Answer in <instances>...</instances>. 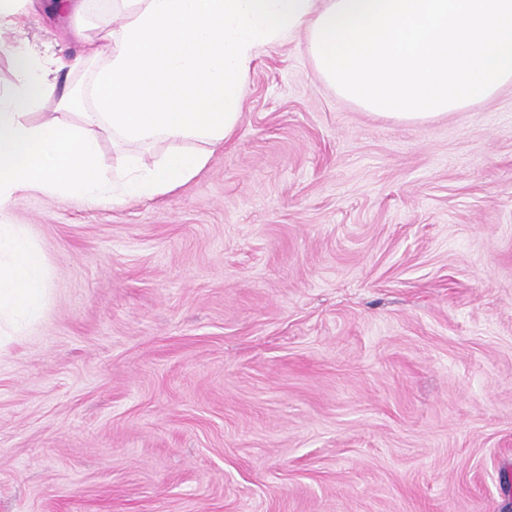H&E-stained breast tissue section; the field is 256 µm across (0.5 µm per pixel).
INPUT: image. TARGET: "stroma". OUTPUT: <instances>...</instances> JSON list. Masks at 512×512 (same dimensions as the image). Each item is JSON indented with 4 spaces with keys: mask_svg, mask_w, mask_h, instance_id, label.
I'll return each mask as SVG.
<instances>
[{
    "mask_svg": "<svg viewBox=\"0 0 512 512\" xmlns=\"http://www.w3.org/2000/svg\"><path fill=\"white\" fill-rule=\"evenodd\" d=\"M10 220L49 300L0 344V512H512L511 88L396 122L298 33L184 185Z\"/></svg>",
    "mask_w": 512,
    "mask_h": 512,
    "instance_id": "1",
    "label": "stroma"
}]
</instances>
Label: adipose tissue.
I'll list each match as a JSON object with an SVG mask.
<instances>
[{
    "instance_id": "ef3b65f1",
    "label": "adipose tissue",
    "mask_w": 512,
    "mask_h": 512,
    "mask_svg": "<svg viewBox=\"0 0 512 512\" xmlns=\"http://www.w3.org/2000/svg\"><path fill=\"white\" fill-rule=\"evenodd\" d=\"M68 33L100 65L78 122L55 74L80 60L8 46L0 86V326L25 335L41 315L40 250L9 208L21 194L118 204L163 196L197 175L241 119L243 85L263 46L305 33L318 74L364 111L419 121L512 85V0H59ZM54 103L58 116L30 114ZM170 148L152 163L101 162L102 135ZM198 150H186L188 142Z\"/></svg>"
}]
</instances>
